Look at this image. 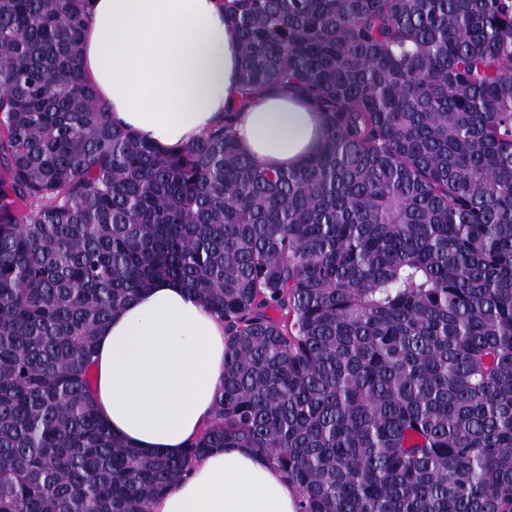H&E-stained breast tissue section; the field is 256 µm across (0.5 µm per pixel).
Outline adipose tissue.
I'll use <instances>...</instances> for the list:
<instances>
[{
  "label": "adipose tissue",
  "instance_id": "adipose-tissue-1",
  "mask_svg": "<svg viewBox=\"0 0 512 512\" xmlns=\"http://www.w3.org/2000/svg\"><path fill=\"white\" fill-rule=\"evenodd\" d=\"M240 54L224 0H92L80 62L112 124L176 150L233 106ZM233 130L255 163L285 169L311 156L325 124L307 100L267 90L237 112ZM223 377L224 325L179 282L155 281L99 333L98 412L145 455H182ZM298 504L268 458L215 448L150 512H297Z\"/></svg>",
  "mask_w": 512,
  "mask_h": 512
}]
</instances>
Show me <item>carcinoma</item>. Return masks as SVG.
Here are the masks:
<instances>
[{
	"label": "carcinoma",
	"instance_id": "obj_1",
	"mask_svg": "<svg viewBox=\"0 0 512 512\" xmlns=\"http://www.w3.org/2000/svg\"><path fill=\"white\" fill-rule=\"evenodd\" d=\"M224 122L166 151L84 79L91 0H0V512H149L214 448L299 512H512V0H226ZM324 112L264 169L232 113ZM156 279L224 323L186 452L114 436L97 337ZM324 118L307 100L267 90L237 112L233 131L241 151L263 168L305 162L324 138Z\"/></svg>",
	"mask_w": 512,
	"mask_h": 512
}]
</instances>
